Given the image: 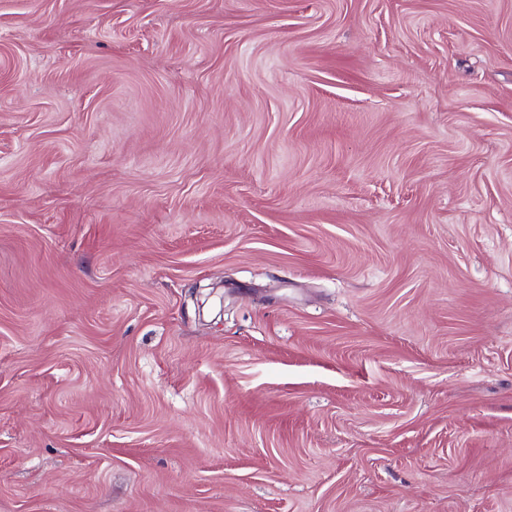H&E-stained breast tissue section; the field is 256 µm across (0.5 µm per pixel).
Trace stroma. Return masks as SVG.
<instances>
[{"mask_svg":"<svg viewBox=\"0 0 512 512\" xmlns=\"http://www.w3.org/2000/svg\"><path fill=\"white\" fill-rule=\"evenodd\" d=\"M0 512H512V0H0Z\"/></svg>","mask_w":512,"mask_h":512,"instance_id":"obj_1","label":"stroma"}]
</instances>
